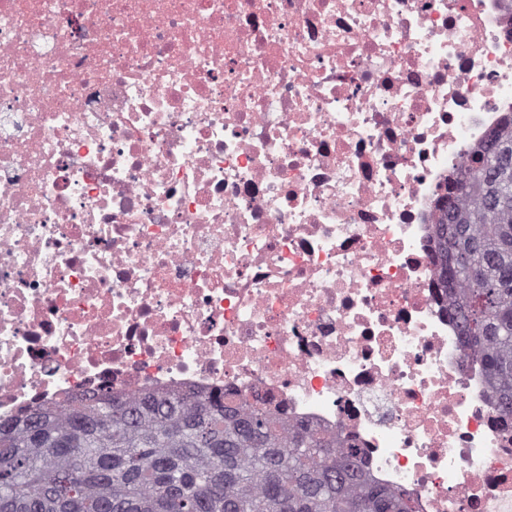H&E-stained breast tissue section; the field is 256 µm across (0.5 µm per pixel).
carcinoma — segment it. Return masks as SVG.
Instances as JSON below:
<instances>
[{
  "label": "carcinoma",
  "mask_w": 512,
  "mask_h": 512,
  "mask_svg": "<svg viewBox=\"0 0 512 512\" xmlns=\"http://www.w3.org/2000/svg\"><path fill=\"white\" fill-rule=\"evenodd\" d=\"M437 228L451 308L512 423V129L478 148ZM357 450L222 390L106 391L0 423V512H411Z\"/></svg>",
  "instance_id": "obj_1"
}]
</instances>
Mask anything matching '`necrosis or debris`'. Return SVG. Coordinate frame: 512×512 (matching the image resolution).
I'll return each instance as SVG.
<instances>
[{
    "label": "necrosis or debris",
    "mask_w": 512,
    "mask_h": 512,
    "mask_svg": "<svg viewBox=\"0 0 512 512\" xmlns=\"http://www.w3.org/2000/svg\"><path fill=\"white\" fill-rule=\"evenodd\" d=\"M512 0H0V423L224 388L413 512H512L435 227Z\"/></svg>",
    "instance_id": "1"
}]
</instances>
